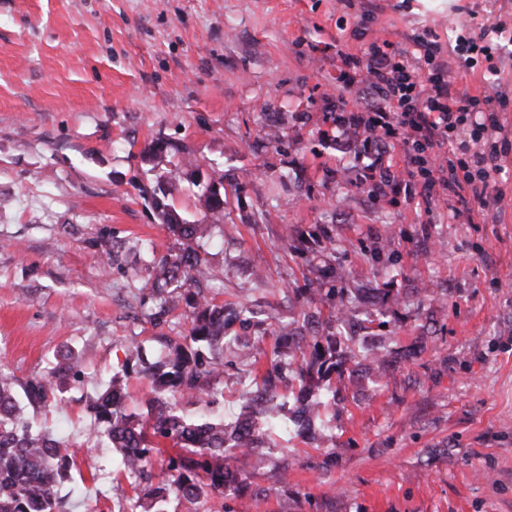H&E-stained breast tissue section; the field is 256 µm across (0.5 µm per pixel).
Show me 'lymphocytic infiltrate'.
<instances>
[{"mask_svg": "<svg viewBox=\"0 0 512 512\" xmlns=\"http://www.w3.org/2000/svg\"><path fill=\"white\" fill-rule=\"evenodd\" d=\"M423 58L430 67L421 77L418 67L391 61L388 53L374 49L363 71L340 69L336 77L337 93L356 83L367 81L377 92L379 103L364 112L339 111L331 117L337 131L362 129L372 160L361 181L373 194L404 192L430 196L449 192L461 196L469 192L482 207L496 205L497 196L489 192V180L499 172L497 150L473 154L471 159L444 165H422L420 154L450 144L451 136L463 125L480 129H498L496 113L481 110L476 96L458 94L448 80V63L432 44L421 45ZM403 152L409 168L406 174L388 172L385 158L390 148Z\"/></svg>", "mask_w": 512, "mask_h": 512, "instance_id": "f902f5d3", "label": "lymphocytic infiltrate"}]
</instances>
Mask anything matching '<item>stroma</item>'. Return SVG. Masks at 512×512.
Returning <instances> with one entry per match:
<instances>
[{"mask_svg": "<svg viewBox=\"0 0 512 512\" xmlns=\"http://www.w3.org/2000/svg\"><path fill=\"white\" fill-rule=\"evenodd\" d=\"M474 14L504 28L498 72L459 45ZM419 39L459 93L505 98L512 137V0H0V370L61 386L27 414L83 450V480L60 488L69 512L120 509L94 478L113 452L86 393L123 375L133 347L159 360L188 328L180 288L148 318L146 266L182 248L153 201L197 224L219 179L204 292L257 310L236 334L271 348L267 325L296 317L294 289L332 264L387 289L358 311L393 365L349 388L320 442L234 453L250 486L213 512H512V154L496 209L470 221L445 194L372 195L361 139L327 120L337 51L360 64L386 40L410 63ZM302 232L322 254L292 250ZM266 368L212 380L225 421Z\"/></svg>", "mask_w": 512, "mask_h": 512, "instance_id": "obj_1", "label": "stroma"}]
</instances>
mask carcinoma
<instances>
[{
    "mask_svg": "<svg viewBox=\"0 0 512 512\" xmlns=\"http://www.w3.org/2000/svg\"><path fill=\"white\" fill-rule=\"evenodd\" d=\"M197 201L214 222H223L224 208L211 196L202 193ZM167 228L187 245L176 255L153 261L152 287L163 306L167 304L166 288L174 281L197 286L213 275L212 267L195 249L210 238L213 225L183 223ZM293 248L316 253L322 242L300 234ZM321 284L330 285L318 292L321 302L334 306L332 318L337 322L349 319L346 299L363 294L373 303L382 293L380 288L346 284V277L334 267L322 270ZM188 306V334L170 343L163 360L142 370L153 393L145 400L142 412L126 411V383L116 376L85 398V408L97 422L96 436L117 451V475L111 479L109 492L125 497L124 480L134 491L126 497L127 512H164L173 494L198 505L197 512H208L211 500L246 484L243 473L224 463L227 450L251 452L260 447L264 437L292 430L299 435L311 432L323 421L329 400L336 398V389L341 386L346 390L358 383L356 367L363 364L376 374L391 367V361L376 351L360 349V334H343L331 321L321 319V311H312L304 302L298 318L310 325L309 335L292 324L270 328L271 335L292 341L294 349L286 351L275 345L261 386L245 397L235 421L179 414L164 393L186 392L208 405L209 380L223 372L225 354L237 361L252 358V348L232 332L235 323L250 321V309L218 304L205 296L193 298ZM312 385L323 394L293 410L278 402L279 390L286 389L291 395ZM19 386L34 407L49 406V398L57 390L51 381L22 386L14 376L0 371V512H68L58 488L81 475L80 449L48 431L33 428L17 398ZM158 456L162 457L166 477L153 483L146 478L147 467Z\"/></svg>",
    "mask_w": 512,
    "mask_h": 512,
    "instance_id": "carcinoma-1",
    "label": "carcinoma"
}]
</instances>
